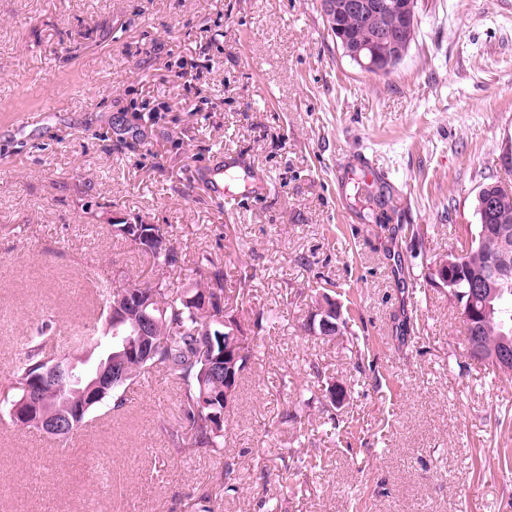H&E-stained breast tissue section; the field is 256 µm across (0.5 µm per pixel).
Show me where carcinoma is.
<instances>
[{
  "mask_svg": "<svg viewBox=\"0 0 512 512\" xmlns=\"http://www.w3.org/2000/svg\"><path fill=\"white\" fill-rule=\"evenodd\" d=\"M380 19L374 13L366 15L343 14L327 20L328 29L337 37L356 43L372 41ZM479 223L470 234V239L460 246L466 253L468 265L483 267L502 252V241L496 226L512 228V197L498 198L491 214L477 212ZM158 244L146 254L153 259L155 277L149 281L130 282L133 290L149 299H154L158 309L153 311L157 319L153 327V350L149 357L128 360L125 380L111 389L99 401L91 404L75 422L78 430L89 423V416L98 408L118 411L128 401V394L139 386L146 375L161 368L178 384L180 397V423L167 430L170 451L180 455L191 451L199 455H224L226 424L219 417H230L234 405H224V376H215L212 363H224V315H234L245 323L251 332L245 345L239 348L232 374L243 377L252 367L256 348L262 340L264 320H246L239 308L243 300V288H231L227 284L224 267L209 255L201 253L193 260L199 279L189 288H169L165 274L181 265L185 257L173 243L168 228L162 224L155 227ZM499 295L491 301L495 312L473 314L465 323V342L479 336L483 354L467 351L470 358L492 363V352L504 344H512V321H503L497 309L504 305L512 307V272L494 282ZM468 283L462 281L448 289L449 297L461 311H466ZM124 292L122 288H104L99 295L100 316L93 324L74 336L62 350H49L51 337L40 329L30 337L26 350L14 363L3 384L4 395L0 398V411L11 414V409L24 402L48 405L61 413H68L83 403V395L74 390V385L63 372L53 375L41 385L33 379L59 360L99 361L109 355L116 345L112 329L108 328L112 304ZM234 463L218 461V466L208 475L207 482L199 487L194 506L197 512H215L218 499L224 490H232Z\"/></svg>",
  "mask_w": 512,
  "mask_h": 512,
  "instance_id": "cac0c4a2",
  "label": "carcinoma"
}]
</instances>
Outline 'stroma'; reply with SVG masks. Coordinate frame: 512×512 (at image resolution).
<instances>
[{
  "label": "stroma",
  "instance_id": "1",
  "mask_svg": "<svg viewBox=\"0 0 512 512\" xmlns=\"http://www.w3.org/2000/svg\"><path fill=\"white\" fill-rule=\"evenodd\" d=\"M220 155L239 181L217 200L196 176ZM494 182L512 184V0H420L385 77L344 57L320 0H0V379L34 324L93 321L97 283L153 276L108 223L139 218L229 286L248 269L244 315L276 319L229 420L222 512H512V379L464 353L429 278ZM323 292L358 341L304 332ZM163 420L162 370L66 441L0 415V512H192L214 460L170 454Z\"/></svg>",
  "mask_w": 512,
  "mask_h": 512
}]
</instances>
